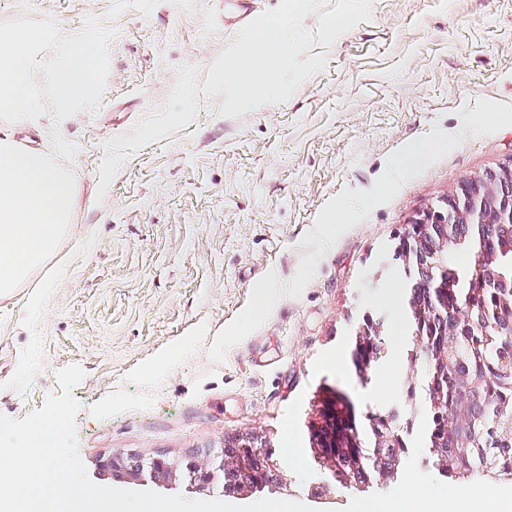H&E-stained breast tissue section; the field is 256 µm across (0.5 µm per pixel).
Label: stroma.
<instances>
[{
    "label": "stroma",
    "mask_w": 512,
    "mask_h": 512,
    "mask_svg": "<svg viewBox=\"0 0 512 512\" xmlns=\"http://www.w3.org/2000/svg\"><path fill=\"white\" fill-rule=\"evenodd\" d=\"M259 15L280 0H0V30L40 27L94 38L91 96L59 111L47 71L52 49L32 55L39 111L0 131L42 151L73 186L71 226L55 256L23 288L0 297V416L21 419L60 393L56 373L80 366L74 390L78 454L90 479L121 489L220 500L221 484L195 490L177 478L136 481L100 471L113 452L180 461L239 438L271 449L282 488L240 497L354 512L391 499L400 483L360 493L313 462L310 435L331 391L357 413L405 405L410 329L384 298L403 286L393 240L461 181L512 163V126L484 136L459 108L512 104V0H371V13L331 47L324 70L288 101L238 118L224 95L199 97L195 120L145 145L97 200L108 142L163 107L177 70L209 66L234 40L242 4ZM462 142L406 182L329 249L300 297L214 362L210 347L265 274L281 281L314 253L303 236L343 188L371 189L388 157L433 127ZM42 290L37 311L29 296ZM384 318L385 361L359 380L350 333L364 313ZM392 390L377 400L380 376ZM299 439L292 462L287 430ZM424 424L400 468L428 487L465 489L424 463Z\"/></svg>",
    "instance_id": "35a3bbf8"
}]
</instances>
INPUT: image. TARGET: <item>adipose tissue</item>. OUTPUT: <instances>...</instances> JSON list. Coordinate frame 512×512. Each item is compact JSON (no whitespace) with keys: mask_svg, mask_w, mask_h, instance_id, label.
<instances>
[{"mask_svg":"<svg viewBox=\"0 0 512 512\" xmlns=\"http://www.w3.org/2000/svg\"><path fill=\"white\" fill-rule=\"evenodd\" d=\"M39 28L0 31V112L30 119L37 102L30 82V54L44 45ZM49 70L59 106L85 94L99 54L96 43L68 42ZM72 192L51 162L0 139V296L13 294L52 256L70 222Z\"/></svg>","mask_w":512,"mask_h":512,"instance_id":"obj_1","label":"adipose tissue"}]
</instances>
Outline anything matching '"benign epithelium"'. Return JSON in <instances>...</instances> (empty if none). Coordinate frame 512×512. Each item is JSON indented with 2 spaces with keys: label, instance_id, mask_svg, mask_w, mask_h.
<instances>
[{
  "label": "benign epithelium",
  "instance_id": "obj_1",
  "mask_svg": "<svg viewBox=\"0 0 512 512\" xmlns=\"http://www.w3.org/2000/svg\"><path fill=\"white\" fill-rule=\"evenodd\" d=\"M432 224H512V165L462 181L448 195L423 210L401 235L405 242L404 252H409L411 243L420 242ZM130 459L129 454H114L101 461L100 469L125 473L133 480H139L145 474L156 480L173 472L171 464L162 456L151 457L136 466L129 463ZM228 466L242 475L244 491L240 495H247L246 488L259 483L251 460L241 457L229 460L222 451L185 459L181 473L189 486L201 490L223 478L224 468Z\"/></svg>",
  "mask_w": 512,
  "mask_h": 512
}]
</instances>
